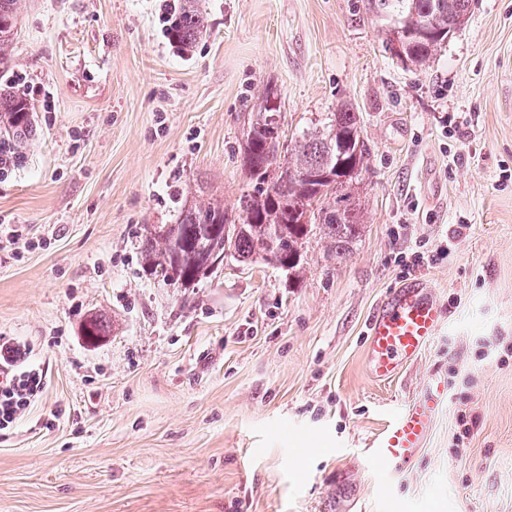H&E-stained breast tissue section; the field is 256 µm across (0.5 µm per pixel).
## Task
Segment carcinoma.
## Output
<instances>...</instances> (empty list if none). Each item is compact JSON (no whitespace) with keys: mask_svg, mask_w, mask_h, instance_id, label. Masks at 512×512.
<instances>
[{"mask_svg":"<svg viewBox=\"0 0 512 512\" xmlns=\"http://www.w3.org/2000/svg\"><path fill=\"white\" fill-rule=\"evenodd\" d=\"M15 0H0V53L13 41ZM471 0H368L369 10L385 22L388 42L400 37L404 63L418 66L433 58L448 31L464 25ZM206 34L201 12L193 6L175 16L174 37L190 43ZM280 111L278 97L266 95L247 134L243 161L252 190L241 198L242 223L229 222L224 208L209 203L181 211L179 222L149 231L141 251L144 273L185 287L207 275L206 258L230 251L240 263L261 260L300 279L303 245L312 236L325 242L335 260L349 253L361 230L354 183L363 170L366 146L356 113L339 108L302 132L291 159L271 137ZM0 143L33 133L32 105L17 94L0 98Z\"/></svg>","mask_w":512,"mask_h":512,"instance_id":"cac0c4a2","label":"carcinoma"}]
</instances>
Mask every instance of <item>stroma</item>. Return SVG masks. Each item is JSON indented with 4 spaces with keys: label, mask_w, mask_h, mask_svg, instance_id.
I'll return each instance as SVG.
<instances>
[{
    "label": "stroma",
    "mask_w": 512,
    "mask_h": 512,
    "mask_svg": "<svg viewBox=\"0 0 512 512\" xmlns=\"http://www.w3.org/2000/svg\"><path fill=\"white\" fill-rule=\"evenodd\" d=\"M197 3L208 32L181 48L164 0H16L0 83L34 132L0 171V336L46 388L0 436V512H512V0H473L420 68L367 0ZM270 92L285 143L338 104L360 118L349 254L310 238L297 283L232 260L191 288L145 274L147 227L181 206L238 220ZM415 280L445 322L377 380L366 323ZM443 382L421 457L380 490L360 448Z\"/></svg>",
    "instance_id": "1"
}]
</instances>
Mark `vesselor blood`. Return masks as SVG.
Returning a JSON list of instances; mask_svg holds the SVG:
<instances>
[{"label": "vessel or blood", "mask_w": 512, "mask_h": 512, "mask_svg": "<svg viewBox=\"0 0 512 512\" xmlns=\"http://www.w3.org/2000/svg\"><path fill=\"white\" fill-rule=\"evenodd\" d=\"M441 327V305L425 284L391 290L368 325V364L373 376L380 381L394 378L435 341ZM440 401V389L433 388L388 416L361 451L364 465L386 481L403 473L424 447Z\"/></svg>", "instance_id": "vessel-or-blood-1"}]
</instances>
